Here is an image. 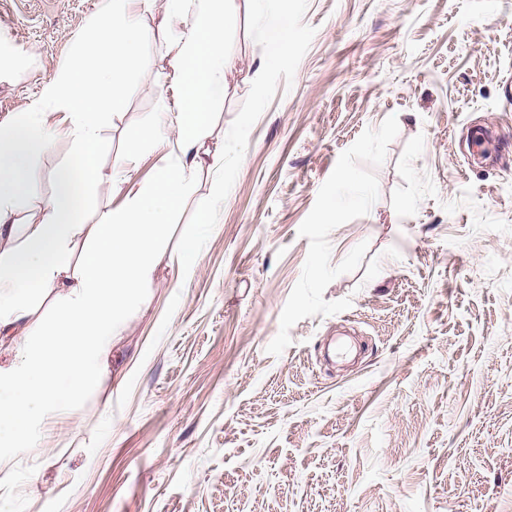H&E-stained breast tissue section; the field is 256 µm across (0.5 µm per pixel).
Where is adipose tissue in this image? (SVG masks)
<instances>
[{
    "instance_id": "1",
    "label": "adipose tissue",
    "mask_w": 512,
    "mask_h": 512,
    "mask_svg": "<svg viewBox=\"0 0 512 512\" xmlns=\"http://www.w3.org/2000/svg\"><path fill=\"white\" fill-rule=\"evenodd\" d=\"M126 0H99L98 19L85 32L83 64L58 71L45 85L41 103L0 125V465L40 447L44 415L62 396L80 399L112 360L119 328L141 303L163 253L168 220L205 162L221 165L223 153L204 156L211 106L232 64L225 29L235 18L224 0H165L169 17L182 26L174 66L180 95L171 114L180 155L152 186L130 195L122 210L79 224L81 193L100 179L99 119L117 103L114 91L126 71L143 69L145 33L125 9ZM61 107L73 117L77 165L59 168L55 189L36 221L15 224L16 201L29 178V160L47 150L43 108ZM22 249H12L16 236ZM84 237L80 259L69 243ZM51 305L53 317L37 319Z\"/></svg>"
}]
</instances>
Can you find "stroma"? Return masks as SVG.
Returning a JSON list of instances; mask_svg holds the SVG:
<instances>
[{
	"mask_svg": "<svg viewBox=\"0 0 512 512\" xmlns=\"http://www.w3.org/2000/svg\"><path fill=\"white\" fill-rule=\"evenodd\" d=\"M235 64L168 261L112 369L0 467L8 512H512V0H228ZM98 0H0V123L77 67ZM135 10L146 75L100 122L94 223L178 161V31ZM162 93H155V86ZM161 130L113 183L143 125ZM69 113L19 221L76 159ZM486 133L485 154L468 150ZM349 180H341L342 172ZM224 202L199 228L216 186ZM202 233L200 259L171 263ZM264 0H253L256 4V22L263 30L269 44V54L266 58V64H270L279 57L288 46V36L282 28L279 27L277 20L267 15L260 4Z\"/></svg>",
	"mask_w": 512,
	"mask_h": 512,
	"instance_id": "obj_1",
	"label": "stroma"
}]
</instances>
